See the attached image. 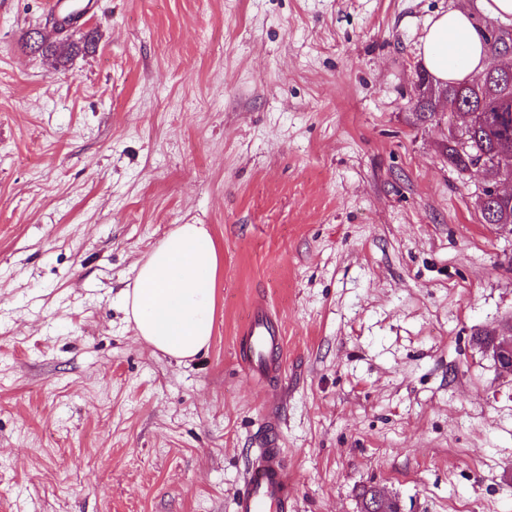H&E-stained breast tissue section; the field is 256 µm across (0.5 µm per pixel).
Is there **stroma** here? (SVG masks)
Masks as SVG:
<instances>
[{"label": "stroma", "instance_id": "obj_1", "mask_svg": "<svg viewBox=\"0 0 512 512\" xmlns=\"http://www.w3.org/2000/svg\"><path fill=\"white\" fill-rule=\"evenodd\" d=\"M96 2L55 66L46 0H0V512H233L263 434L293 512H512V378L475 340L512 320V225L450 170L453 115H414L429 20L476 0ZM181 224L221 255L187 360L121 299ZM479 209L482 223L512 224L511 201L491 200ZM245 342L244 361L250 373L258 379L278 374L283 356L278 352L283 346L281 331L275 327L270 313L263 305H256L250 319L240 331Z\"/></svg>", "mask_w": 512, "mask_h": 512}]
</instances>
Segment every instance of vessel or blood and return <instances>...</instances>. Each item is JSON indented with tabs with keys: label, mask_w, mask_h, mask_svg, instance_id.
<instances>
[{
	"label": "vessel or blood",
	"mask_w": 512,
	"mask_h": 512,
	"mask_svg": "<svg viewBox=\"0 0 512 512\" xmlns=\"http://www.w3.org/2000/svg\"><path fill=\"white\" fill-rule=\"evenodd\" d=\"M241 334L245 342L244 361L253 376L262 379L281 370V332L265 306L253 308ZM234 507L235 512H292L294 499L283 449L267 441L250 457Z\"/></svg>",
	"instance_id": "vessel-or-blood-1"
}]
</instances>
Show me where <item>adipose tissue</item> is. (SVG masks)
Returning a JSON list of instances; mask_svg holds the SVG:
<instances>
[{
	"mask_svg": "<svg viewBox=\"0 0 512 512\" xmlns=\"http://www.w3.org/2000/svg\"><path fill=\"white\" fill-rule=\"evenodd\" d=\"M481 30L468 12L433 18L422 40L425 68L437 80L462 82L488 64ZM220 255L208 230L182 224L140 263L124 304L136 336L165 354L190 359L207 348L213 331Z\"/></svg>",
	"mask_w": 512,
	"mask_h": 512,
	"instance_id": "obj_1",
	"label": "adipose tissue"
}]
</instances>
